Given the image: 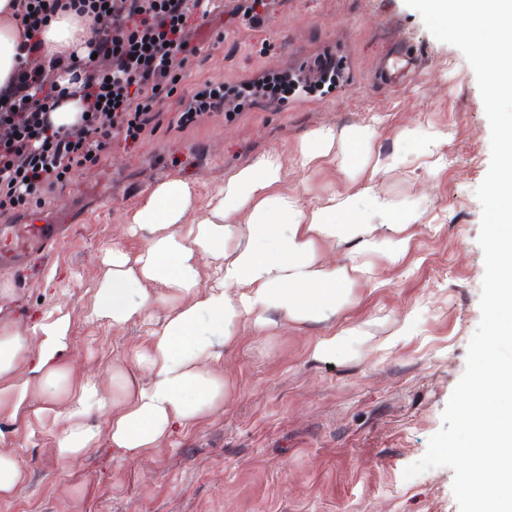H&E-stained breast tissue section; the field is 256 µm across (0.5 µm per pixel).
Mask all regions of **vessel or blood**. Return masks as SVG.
<instances>
[{"label":"vessel or blood","mask_w":512,"mask_h":512,"mask_svg":"<svg viewBox=\"0 0 512 512\" xmlns=\"http://www.w3.org/2000/svg\"><path fill=\"white\" fill-rule=\"evenodd\" d=\"M65 232V225L50 213L13 225L5 249L0 250V265L16 268L30 255H53Z\"/></svg>","instance_id":"b4317fda"}]
</instances>
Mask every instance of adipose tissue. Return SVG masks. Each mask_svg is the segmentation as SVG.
Listing matches in <instances>:
<instances>
[{
  "label": "adipose tissue",
  "mask_w": 512,
  "mask_h": 512,
  "mask_svg": "<svg viewBox=\"0 0 512 512\" xmlns=\"http://www.w3.org/2000/svg\"><path fill=\"white\" fill-rule=\"evenodd\" d=\"M17 3L0 0V86L20 63ZM91 36L80 18L61 13L40 38L52 55ZM281 180V165L269 155L227 177L204 208L188 181L151 186L128 219L146 243L133 256L113 245L93 303L94 316L112 327L151 326L148 346L131 349L127 367L112 369L118 393L94 376L73 381L62 360L71 318L57 308L27 334L0 326V414H30L54 429L51 453L63 465L96 447L104 432L124 456L149 457L169 442L173 426L193 427L223 408L220 363L241 329L261 327L270 311L286 324L330 320L367 272L360 256L379 252L395 265L405 255L415 211L392 216L376 196L381 221L372 224L358 217L353 196L308 208L280 192ZM342 243L353 244L352 257L328 259ZM95 414L105 415V429L89 424Z\"/></svg>",
  "instance_id": "1"
}]
</instances>
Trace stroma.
Wrapping results in <instances>:
<instances>
[{
    "label": "stroma",
    "instance_id": "stroma-1",
    "mask_svg": "<svg viewBox=\"0 0 512 512\" xmlns=\"http://www.w3.org/2000/svg\"><path fill=\"white\" fill-rule=\"evenodd\" d=\"M248 0H217L209 19L190 18L197 46L178 72L154 135L115 138L99 162L55 188L40 209L72 222L52 260L0 269V323L30 328L53 306L72 316L64 357L74 379L108 376L148 328L91 321L101 261L113 242L136 252L125 224L153 184L180 177L208 198L225 178L276 155L284 187L317 206L352 194L361 217L373 194L393 212L419 215L398 265L366 258L371 278L350 285L336 318L242 331L226 364L223 409L175 430L153 458L121 456L109 439L65 467L49 453L55 433L26 417L0 415V446L13 449L22 480L0 512H459L453 472L405 478L426 452L462 376L481 313L484 258L474 191L490 164V127L475 74L456 47L434 39L404 0H268L251 21ZM331 53L344 65L330 90L217 111L182 126L180 98L195 85L236 84L300 71ZM373 128L366 147L336 142L302 165L321 128ZM418 127L417 140L404 137ZM409 329L393 347L384 340ZM352 327L358 341L332 362L313 360L318 337Z\"/></svg>",
    "mask_w": 512,
    "mask_h": 512
}]
</instances>
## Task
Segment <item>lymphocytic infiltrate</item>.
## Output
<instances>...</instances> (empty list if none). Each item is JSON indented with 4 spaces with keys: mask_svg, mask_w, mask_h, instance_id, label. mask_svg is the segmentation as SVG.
I'll return each instance as SVG.
<instances>
[{
    "mask_svg": "<svg viewBox=\"0 0 512 512\" xmlns=\"http://www.w3.org/2000/svg\"><path fill=\"white\" fill-rule=\"evenodd\" d=\"M210 0H19L21 63L0 87V217L24 209L29 198L71 179L83 162L98 161L112 139L134 142L151 131L156 108L173 78L177 55L194 54L186 34L188 18L207 12ZM74 11L91 24L86 48L92 58L42 54L34 37L59 11ZM342 64L320 56L312 74L283 73L229 86H196L183 102L180 122L219 110L225 100L245 104L259 95L309 92L336 85ZM85 91L89 103L77 126L55 128L49 113L57 97L45 85L59 73Z\"/></svg>",
    "mask_w": 512,
    "mask_h": 512,
    "instance_id": "f902f5d3",
    "label": "lymphocytic infiltrate"
}]
</instances>
